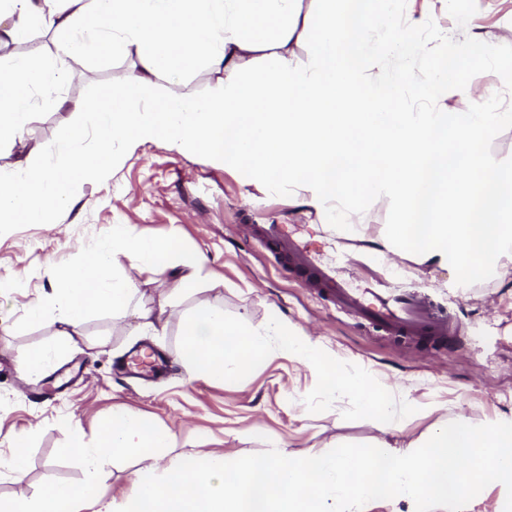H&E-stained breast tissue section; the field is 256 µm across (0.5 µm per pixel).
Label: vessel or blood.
Masks as SVG:
<instances>
[{
	"mask_svg": "<svg viewBox=\"0 0 512 512\" xmlns=\"http://www.w3.org/2000/svg\"><path fill=\"white\" fill-rule=\"evenodd\" d=\"M258 239L273 244L289 257L292 265L309 272V288L325 292L338 308L357 314L386 332L413 339H441L457 331L446 316L410 290L381 288L375 292L373 303H366L362 295L337 278L335 270L316 265L310 252L289 239L280 225H259Z\"/></svg>",
	"mask_w": 512,
	"mask_h": 512,
	"instance_id": "b4317fda",
	"label": "vessel or blood"
}]
</instances>
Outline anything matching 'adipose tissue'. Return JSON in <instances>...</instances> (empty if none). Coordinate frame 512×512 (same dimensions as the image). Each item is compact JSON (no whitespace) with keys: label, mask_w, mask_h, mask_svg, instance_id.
Returning a JSON list of instances; mask_svg holds the SVG:
<instances>
[{"label":"adipose tissue","mask_w":512,"mask_h":512,"mask_svg":"<svg viewBox=\"0 0 512 512\" xmlns=\"http://www.w3.org/2000/svg\"><path fill=\"white\" fill-rule=\"evenodd\" d=\"M400 0H0V47L47 27L62 35L56 59L0 69V151L23 142L31 119L29 92L62 80L69 62L116 50L141 68L104 87L85 111L98 135L90 154L66 164L44 147L0 168V226L45 224L80 198L85 179L112 161L116 140L160 141L170 149L214 155L249 172L259 187L291 185L304 205L333 230L351 224L358 198L397 216L383 248L420 262L454 258L456 273L482 278L490 266L512 271V163L492 162L485 141L512 113L494 94L464 88L452 108L440 107L455 60L423 56L413 26H400ZM313 44L306 65H294L295 33ZM404 65L391 72L389 56ZM206 65L224 73L215 98L178 88L151 93L153 76ZM434 101L412 112L404 98ZM128 267H121V260ZM204 257L174 241L113 229L93 258L55 279L28 308L38 323L60 314L72 341L86 315L109 309L138 332H165L170 310L138 300L134 273L171 272L170 293L193 288Z\"/></svg>","instance_id":"obj_1"}]
</instances>
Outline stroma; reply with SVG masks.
I'll list each match as a JSON object with an SVG mask.
<instances>
[{
	"label": "stroma",
	"instance_id": "35a3bbf8",
	"mask_svg": "<svg viewBox=\"0 0 512 512\" xmlns=\"http://www.w3.org/2000/svg\"><path fill=\"white\" fill-rule=\"evenodd\" d=\"M424 55L456 59L489 56L488 64L466 68L463 80L496 97L512 95V0H408ZM58 33L34 29L25 47L0 56V64H42L52 60ZM134 54L72 62L58 85L30 92L35 112L24 140L47 148L53 160L68 158V138L79 122L77 103L108 84H120L136 70ZM179 84L189 94L222 93L224 75L202 66L163 74L158 88ZM365 240L339 237L315 213L301 206L287 188L258 190L249 174L225 168L216 157L164 143L128 142L112 165L89 178L78 203L55 210L47 224H12L0 229V498L30 499L39 485L56 479L77 482L85 471L54 459L66 441V425L79 427L93 441L100 422L116 404L126 406L177 436L182 452L224 449L230 459L281 444L286 453L309 456L344 443L387 445L407 451L436 425L468 416L481 424L512 420V275L462 281L437 264H416L397 253H376L389 281L416 289L458 323L456 344L421 343L373 329L304 288L300 276L279 254L248 235L246 226L278 224L305 247L318 264L332 266L339 278L363 295L372 282L351 257L370 252L373 239L396 216L382 207L360 211ZM155 238H175L206 258L198 297L175 301L178 312L196 298L257 325L269 311L321 341L336 359L364 368L416 411L400 430H381L370 419L347 420L346 400L323 412H309L305 396L317 377L298 361L273 356L238 382L224 384L189 376L178 361L180 322L171 318L160 336L134 335L129 320L111 311L85 319L75 344H60L57 313L27 323L25 311L50 283L89 258L113 227ZM156 346L168 367L137 378L125 370L131 350ZM51 351L49 368L20 378L19 364L29 349ZM21 439L25 475L10 471L11 442ZM134 462L112 463L100 480L99 503L81 512H117L130 487Z\"/></svg>",
	"mask_w": 512,
	"mask_h": 512
}]
</instances>
